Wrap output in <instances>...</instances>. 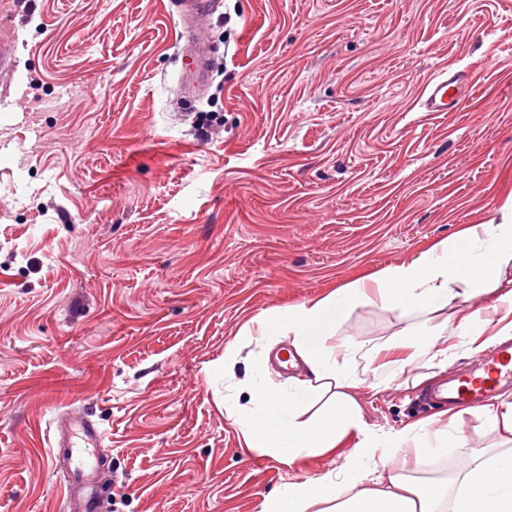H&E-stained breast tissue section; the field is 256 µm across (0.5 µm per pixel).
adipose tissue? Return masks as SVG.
Returning <instances> with one entry per match:
<instances>
[{"label": "adipose tissue", "mask_w": 512, "mask_h": 512, "mask_svg": "<svg viewBox=\"0 0 512 512\" xmlns=\"http://www.w3.org/2000/svg\"><path fill=\"white\" fill-rule=\"evenodd\" d=\"M511 269L512 193L495 217L462 228L454 244H435L369 282L356 281L260 317L262 339L289 337L309 375L287 393L253 383L258 405L245 423L247 444L270 449L290 463L305 453L346 451L336 475L284 484L265 498L260 512H310L318 504L324 512H512V403L484 408L492 431L510 443V450L473 458L457 493L438 483L411 484L397 469L395 450L413 442L439 452L448 445L446 431L421 423L387 435L371 430L351 394L354 381L326 347L347 311L360 302L375 301L390 310L421 309L444 315L442 330L419 332L378 355L404 368L420 348L434 346L438 368L447 369L457 351L476 356L498 337L512 335ZM486 294L492 302L474 306V299ZM322 393L328 396L324 409L298 421L297 410Z\"/></svg>", "instance_id": "adipose-tissue-1"}]
</instances>
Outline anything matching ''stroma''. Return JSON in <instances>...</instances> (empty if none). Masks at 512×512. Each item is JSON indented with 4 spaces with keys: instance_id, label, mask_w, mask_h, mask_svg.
I'll return each instance as SVG.
<instances>
[{
    "instance_id": "35a3bbf8",
    "label": "stroma",
    "mask_w": 512,
    "mask_h": 512,
    "mask_svg": "<svg viewBox=\"0 0 512 512\" xmlns=\"http://www.w3.org/2000/svg\"><path fill=\"white\" fill-rule=\"evenodd\" d=\"M180 31L175 0H0V512H66L48 430L67 411L106 433L112 512H260L336 472L246 447L253 380L289 374L245 328L453 241L512 191V0H213L188 108ZM442 69L467 100L420 111ZM433 325L362 302L327 346L374 430L465 438L401 454L455 487L503 449L487 417L419 406L431 351L373 356Z\"/></svg>"
}]
</instances>
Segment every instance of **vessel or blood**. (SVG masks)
Masks as SVG:
<instances>
[{
  "label": "vessel or blood",
  "mask_w": 512,
  "mask_h": 512,
  "mask_svg": "<svg viewBox=\"0 0 512 512\" xmlns=\"http://www.w3.org/2000/svg\"><path fill=\"white\" fill-rule=\"evenodd\" d=\"M179 16L184 34L191 41L192 66L182 78L186 89L203 90L208 83L204 57L206 15L203 0H179ZM468 95L463 75L442 74L432 78L421 96L425 112H456ZM512 383V345H504L480 361L458 386L449 388L447 400L457 407L477 405ZM104 432L90 416L70 413L57 420L53 430L55 449L52 465L62 476L69 512H111L112 493L104 482L101 446Z\"/></svg>",
  "instance_id": "obj_1"
}]
</instances>
